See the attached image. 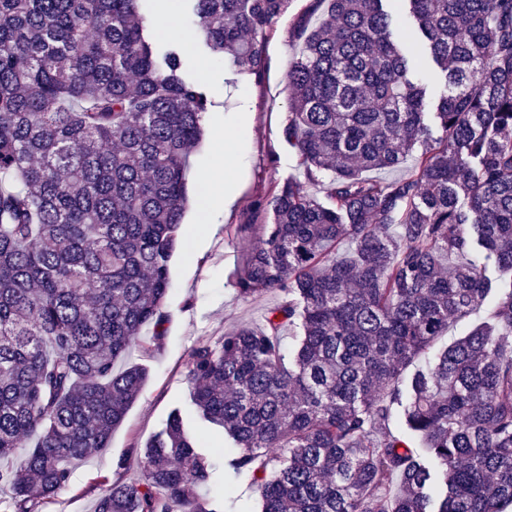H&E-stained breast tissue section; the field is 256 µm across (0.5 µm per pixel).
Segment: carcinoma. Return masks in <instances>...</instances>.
Instances as JSON below:
<instances>
[{"mask_svg": "<svg viewBox=\"0 0 512 512\" xmlns=\"http://www.w3.org/2000/svg\"><path fill=\"white\" fill-rule=\"evenodd\" d=\"M141 0H0V490L42 512L109 447L161 338L192 150L212 102L158 56ZM214 60L262 76L289 0H191ZM294 33L287 179L235 273L279 301L196 345L200 423L231 439L261 512L512 507V0H313ZM431 59L439 96L415 75ZM408 175L389 181L370 171ZM353 245L345 258L336 244ZM479 321L439 350L452 320ZM297 329L286 349L283 332ZM405 431L386 429L394 406ZM94 512H222L180 414L135 448ZM399 480L402 492L390 495Z\"/></svg>", "mask_w": 512, "mask_h": 512, "instance_id": "obj_1", "label": "carcinoma"}]
</instances>
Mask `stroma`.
I'll use <instances>...</instances> for the list:
<instances>
[{"mask_svg": "<svg viewBox=\"0 0 512 512\" xmlns=\"http://www.w3.org/2000/svg\"><path fill=\"white\" fill-rule=\"evenodd\" d=\"M310 6L311 0H290L276 19L267 44L265 75L259 81L239 73L231 63L205 62L198 38L191 35L195 19L185 10H170L166 32L154 33L160 46L175 37L183 39L184 67L213 102L204 118V139L190 156L180 241L169 262L164 336L157 342L153 327L142 330L141 343L127 360L148 368V383L113 433L109 448L75 463L68 488L46 503L43 512H93L97 495L117 474L136 478L141 463L135 446L159 432L173 410L191 409L186 373L194 346L217 340L242 324L261 325L267 309L277 302L274 291L238 297L234 273L247 250L264 237L253 205L274 182L289 179L306 192H320L308 183L295 150L282 135L291 95L286 74L297 52L291 32ZM220 129L237 140L236 161L226 172L234 201L210 207L203 178L219 163L212 141ZM212 490L223 495L224 512H257L259 494L247 475L224 469Z\"/></svg>", "mask_w": 512, "mask_h": 512, "instance_id": "stroma-1", "label": "stroma"}]
</instances>
